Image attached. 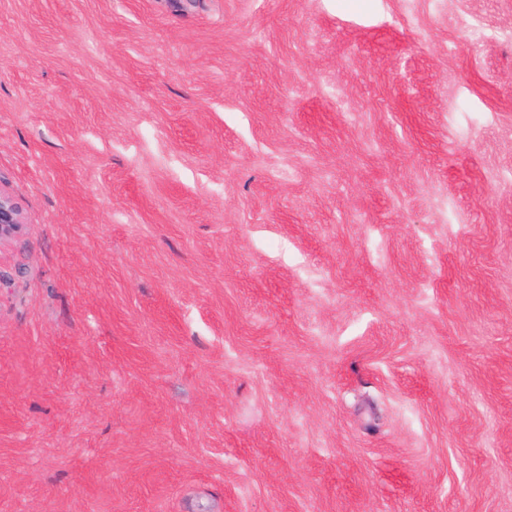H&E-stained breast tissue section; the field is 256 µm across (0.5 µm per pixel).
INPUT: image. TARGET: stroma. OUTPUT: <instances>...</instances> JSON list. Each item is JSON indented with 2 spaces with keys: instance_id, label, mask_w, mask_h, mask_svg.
<instances>
[{
  "instance_id": "1",
  "label": "stroma",
  "mask_w": 512,
  "mask_h": 512,
  "mask_svg": "<svg viewBox=\"0 0 512 512\" xmlns=\"http://www.w3.org/2000/svg\"><path fill=\"white\" fill-rule=\"evenodd\" d=\"M0 512H512V0H0ZM21 211L6 192L0 190V247L11 241L22 230Z\"/></svg>"
}]
</instances>
